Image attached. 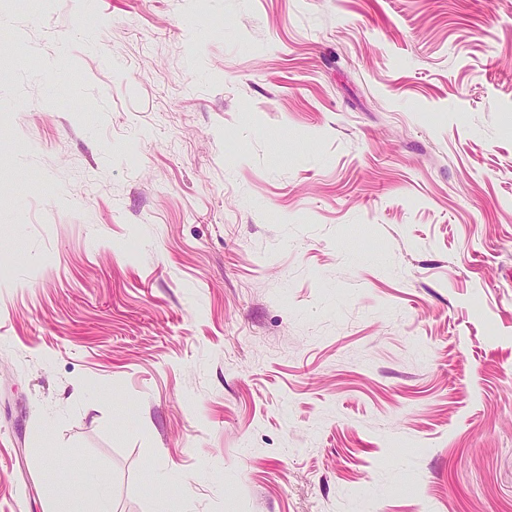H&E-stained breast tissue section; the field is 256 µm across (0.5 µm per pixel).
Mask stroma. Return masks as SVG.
Segmentation results:
<instances>
[{
	"label": "stroma",
	"instance_id": "stroma-1",
	"mask_svg": "<svg viewBox=\"0 0 512 512\" xmlns=\"http://www.w3.org/2000/svg\"><path fill=\"white\" fill-rule=\"evenodd\" d=\"M512 512V0H0V512Z\"/></svg>",
	"mask_w": 512,
	"mask_h": 512
}]
</instances>
